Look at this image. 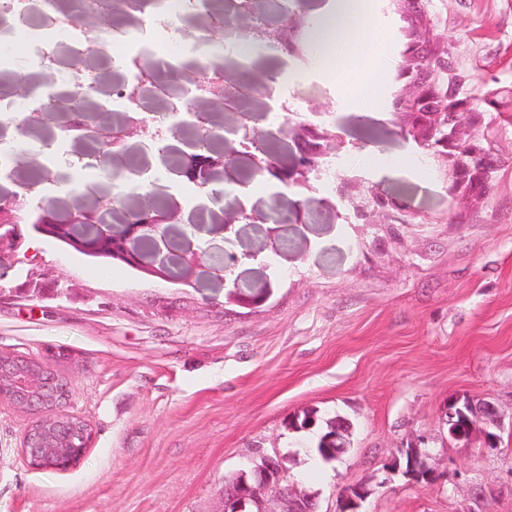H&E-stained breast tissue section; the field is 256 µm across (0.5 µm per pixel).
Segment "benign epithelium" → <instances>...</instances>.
Listing matches in <instances>:
<instances>
[{
  "mask_svg": "<svg viewBox=\"0 0 512 512\" xmlns=\"http://www.w3.org/2000/svg\"><path fill=\"white\" fill-rule=\"evenodd\" d=\"M403 113L422 119L429 133L425 138L416 139L420 149L437 157H448V150L455 151V164L448 171L453 178L461 172L474 171L478 177L484 162L475 157L470 149L457 139L461 117L457 112H437L426 91H421L403 102ZM76 142L87 139L98 140L108 134L104 126L87 125L76 121L72 125ZM336 132L325 122L308 121L302 125L300 135L295 138L301 155L326 152L328 143L335 140ZM224 154L214 158L199 151L185 152L175 174L199 187L206 188L221 174H229L237 157L236 142L224 140ZM300 165L259 164V170L267 181L277 187L292 189L296 193L312 191L309 183L297 177ZM245 219L251 223L267 225L266 233L271 248L280 251L281 229L278 224L269 223L270 212L246 207L242 196L224 199V224L222 231L229 234L235 224ZM180 220L176 207L156 210L141 215L135 210V218L125 224H110L96 205H84L78 211V223L60 221L52 205L38 210L36 217L28 223L21 218L14 207H0V280L5 279L14 268L29 260L31 249L27 242L31 238L53 239L62 244H70L77 252L91 258H107L115 264L134 270H146L152 276L168 281L177 278L185 284L192 283L197 271L208 266L210 273L227 280L229 264H237L241 259L251 258V254H232L218 263L208 262L207 252L185 249L180 262L178 275H172L167 261L170 239L167 228ZM152 242V254L141 251V244ZM229 281V280H227ZM226 299L238 303H254L256 295H247L238 280L229 281ZM57 373L47 362L36 356L16 355L0 351V404L17 411L30 413L33 419L26 428L21 441L22 458L34 469L52 468L66 470L76 464L90 448L93 429L83 418L65 410L64 403L69 398L70 385L56 386ZM470 423L466 425L468 435H473L479 422L487 426L500 425L497 406L487 399H469ZM346 429L336 420L328 421V431L324 433L321 451L329 458L341 457L348 450L345 440ZM465 434V435H467ZM77 435L81 444L70 447L63 444L64 438ZM465 435L449 432L454 440H463ZM412 455L421 472L420 479L428 484L437 481L439 474L434 467L433 456L421 452L419 446L412 447ZM371 495V489L363 484L346 488L340 496L338 512H359L362 503ZM222 509L220 512H317L316 495L294 493L288 488L286 467L279 455L256 452L247 468L240 470L231 480L225 482L221 490Z\"/></svg>",
  "mask_w": 512,
  "mask_h": 512,
  "instance_id": "7a95c632",
  "label": "benign epithelium"
}]
</instances>
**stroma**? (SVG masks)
I'll return each mask as SVG.
<instances>
[{"label": "stroma", "instance_id": "obj_1", "mask_svg": "<svg viewBox=\"0 0 512 512\" xmlns=\"http://www.w3.org/2000/svg\"><path fill=\"white\" fill-rule=\"evenodd\" d=\"M365 5L395 61L383 108L362 116L359 73L318 70L298 87L308 111L333 113L336 149L407 158L418 146L396 104L429 88L462 113L485 175L449 184L440 157L428 174L362 168L347 196L376 187L389 203L353 224L299 194L254 192L248 205L292 218L277 255L265 225L228 237L183 213L169 228L178 249L249 253L231 275L256 306L227 302L204 268L187 286L41 240L0 283V351L66 350L52 368L94 438L68 470L31 469L19 454L31 417L0 405V512H219L225 481L259 450L284 456L289 486L314 493L318 512L357 483L373 490L361 512H512V0H388V24ZM464 396L497 405L496 447L480 429L449 439L448 403ZM306 410L351 422L341 459L287 428ZM415 442L435 457L434 484L387 473Z\"/></svg>", "mask_w": 512, "mask_h": 512}]
</instances>
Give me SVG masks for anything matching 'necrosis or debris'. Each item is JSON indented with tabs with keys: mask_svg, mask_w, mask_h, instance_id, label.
<instances>
[{
	"mask_svg": "<svg viewBox=\"0 0 512 512\" xmlns=\"http://www.w3.org/2000/svg\"><path fill=\"white\" fill-rule=\"evenodd\" d=\"M205 0H0V63L8 68L0 82V206L12 205L20 214H28L41 204H56L60 213L68 206L60 202L63 189L53 178L57 162L73 172H91L114 179L120 172L112 165V148L95 144L83 157L73 156L66 148L71 137V121L88 114L86 91L102 83L120 108L112 123L113 135L123 134L129 113L123 103L129 94L150 99L152 106L139 110L142 124L139 138L143 152L168 149L171 138H195L196 130L176 124V117L195 108L196 102L216 85H223L224 71L216 63V52H236L249 47L272 55L280 46L274 39V24L269 18L251 14L248 29H239L237 13H214L212 27L227 29L225 42L210 40L206 29L180 33L177 18L203 12ZM100 23L88 27L86 17ZM165 45V54L177 58L185 50L196 55L195 75L189 92L164 93L158 87V70L143 67L142 77L130 72L137 55L133 48L142 40ZM94 42L99 64L78 67L63 65L73 48ZM123 54H116V45ZM52 84L70 87L74 101L70 108L44 98ZM196 109V108H195ZM59 127L56 138L44 137L49 127ZM353 155L333 151L316 161L315 184L327 194L336 193L354 169Z\"/></svg>",
	"mask_w": 512,
	"mask_h": 512,
	"instance_id": "necrosis-or-debris-1",
	"label": "necrosis or debris"
}]
</instances>
